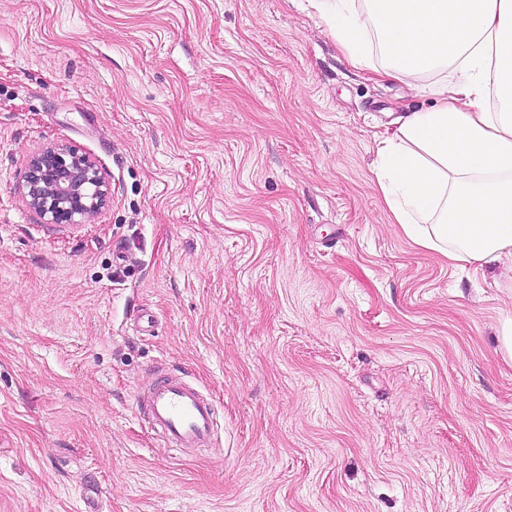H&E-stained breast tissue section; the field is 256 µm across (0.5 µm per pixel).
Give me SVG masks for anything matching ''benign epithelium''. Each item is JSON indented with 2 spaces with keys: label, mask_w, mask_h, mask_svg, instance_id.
Masks as SVG:
<instances>
[{
  "label": "benign epithelium",
  "mask_w": 512,
  "mask_h": 512,
  "mask_svg": "<svg viewBox=\"0 0 512 512\" xmlns=\"http://www.w3.org/2000/svg\"><path fill=\"white\" fill-rule=\"evenodd\" d=\"M27 188L31 204L49 224H83L107 198L96 164L64 145L29 157Z\"/></svg>",
  "instance_id": "7a95c632"
}]
</instances>
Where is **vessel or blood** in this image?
<instances>
[{"instance_id": "b4317fda", "label": "vessel or blood", "mask_w": 512, "mask_h": 512, "mask_svg": "<svg viewBox=\"0 0 512 512\" xmlns=\"http://www.w3.org/2000/svg\"><path fill=\"white\" fill-rule=\"evenodd\" d=\"M142 413L151 429L172 450L207 448L215 432L209 399L179 376H163L143 401Z\"/></svg>"}]
</instances>
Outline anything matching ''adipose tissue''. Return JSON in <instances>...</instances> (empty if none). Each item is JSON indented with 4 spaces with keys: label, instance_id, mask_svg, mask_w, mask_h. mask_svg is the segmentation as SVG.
Here are the masks:
<instances>
[{
    "label": "adipose tissue",
    "instance_id": "adipose-tissue-1",
    "mask_svg": "<svg viewBox=\"0 0 512 512\" xmlns=\"http://www.w3.org/2000/svg\"><path fill=\"white\" fill-rule=\"evenodd\" d=\"M354 66L374 49L407 83L447 66L429 109L395 118L380 142L376 187L393 221L454 266L512 263V0H311ZM500 108H486L489 96Z\"/></svg>",
    "mask_w": 512,
    "mask_h": 512
}]
</instances>
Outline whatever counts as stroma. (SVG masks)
<instances>
[{
	"instance_id": "35a3bbf8",
	"label": "stroma",
	"mask_w": 512,
	"mask_h": 512,
	"mask_svg": "<svg viewBox=\"0 0 512 512\" xmlns=\"http://www.w3.org/2000/svg\"><path fill=\"white\" fill-rule=\"evenodd\" d=\"M453 75L354 68L308 0H0V512H512V290L373 172ZM56 144L86 223L28 203ZM160 365L214 447L143 419ZM27 188L31 204L49 224H83L107 198L96 164L64 145L29 157Z\"/></svg>"
}]
</instances>
